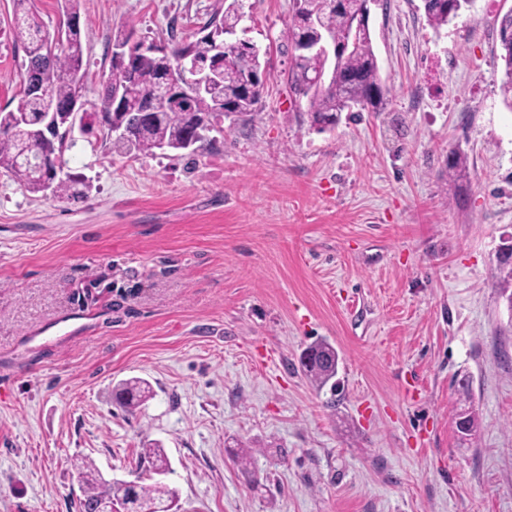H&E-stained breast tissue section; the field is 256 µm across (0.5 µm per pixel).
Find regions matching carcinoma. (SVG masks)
<instances>
[{
	"instance_id": "carcinoma-1",
	"label": "carcinoma",
	"mask_w": 512,
	"mask_h": 512,
	"mask_svg": "<svg viewBox=\"0 0 512 512\" xmlns=\"http://www.w3.org/2000/svg\"><path fill=\"white\" fill-rule=\"evenodd\" d=\"M15 24L13 39L23 45L27 57L26 71H38L44 76L45 93L40 97L22 98L14 111L0 109V169L12 173L32 193L41 191V177L23 166V158L45 143L56 145L61 151L66 132L46 127L40 121L43 113L62 111L81 92L70 74L83 70L84 49L81 28L71 27L63 34L49 56L33 54L34 49L45 43H53L44 30L43 22L31 8V0H13ZM369 0H294V13L284 32V40L292 44L296 36L304 34L315 40L321 33L333 36L336 42V76L332 86L323 90H311L308 81L319 76L326 68L325 59L318 55H293L294 91L308 98L309 112L317 124H334L339 115L356 105H369L374 109L383 106V95L377 57L367 24ZM428 25L439 29L448 24L459 12L471 6L473 0H423ZM241 0H230L224 11L214 14L204 27L235 31L243 23ZM499 54L501 61V92L512 106V10L498 16ZM212 65L213 78L205 93L193 90L178 99H169L160 105L151 124L141 131L131 126L132 133L125 140L113 142L129 152L151 153L156 149L183 150L204 140L195 131L205 132L217 116L235 115L246 119L254 115L261 99V91L252 90L247 79L259 75L260 54L240 51L229 47L224 60L214 61V46L207 38L176 43L172 47L170 63L182 54ZM168 74L167 62L153 56L139 60L138 74L134 78L110 73L105 85L100 111L107 110L112 99V87L120 90L135 108L146 98L159 91L163 78ZM493 279L504 301L512 300V267L496 265ZM303 371L320 385H326L337 374L336 350L327 342L309 346L307 357L301 364ZM470 380L464 376L458 380L460 411L456 428L464 441L476 439L479 418L470 403ZM150 395V385L139 378L128 380L115 392V400L125 409L132 410ZM144 458L151 464L157 479L150 483L105 480L95 465L84 459L77 463L81 470L85 490L79 501L78 512H94L99 504L114 501L129 512H145L161 502H178L175 489L160 480L169 469L168 457L162 448L144 449Z\"/></svg>"
}]
</instances>
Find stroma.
Wrapping results in <instances>:
<instances>
[{
    "label": "stroma",
    "instance_id": "obj_1",
    "mask_svg": "<svg viewBox=\"0 0 512 512\" xmlns=\"http://www.w3.org/2000/svg\"><path fill=\"white\" fill-rule=\"evenodd\" d=\"M222 0H80L98 101L111 27L193 40ZM441 29L422 0H374L387 104L322 129L290 89L293 0H243L265 54L252 121L198 150L114 149L74 128L75 197L0 169V512H77L76 457L108 480L164 448L182 512H512V314L492 279L512 237V107L499 14ZM0 0V107L26 54ZM467 159V175L448 158ZM325 340L337 387L300 366ZM480 429L463 445L458 381ZM140 377L134 411L112 396ZM497 23L499 39L497 57L502 67L501 92L504 100L512 107V10L499 15Z\"/></svg>",
    "mask_w": 512,
    "mask_h": 512
}]
</instances>
